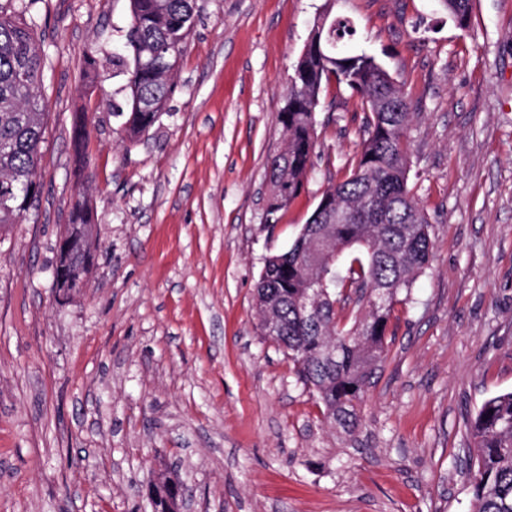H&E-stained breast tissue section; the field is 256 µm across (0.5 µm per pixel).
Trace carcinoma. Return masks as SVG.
Here are the masks:
<instances>
[{
	"label": "carcinoma",
	"mask_w": 512,
	"mask_h": 512,
	"mask_svg": "<svg viewBox=\"0 0 512 512\" xmlns=\"http://www.w3.org/2000/svg\"><path fill=\"white\" fill-rule=\"evenodd\" d=\"M14 2L12 11L0 5V230L21 223L37 199L45 133V56L33 22L25 19L38 0ZM439 2L459 28H470L474 0ZM130 10L112 70L126 77L125 108L117 116L133 141L155 125L175 93L170 65L181 55L196 13L195 0H130ZM355 34L350 21L328 13L313 24L279 114L285 146L267 163L268 222H278L313 167L325 84L333 80L360 99L368 112L367 137L290 248L264 258L256 283L258 318L273 308L274 343L288 352L298 379L316 391L325 418L348 429L357 423L358 405L383 359L394 305L431 257L428 216L408 187L411 102L375 56L336 53ZM309 277L324 280L312 319L301 313ZM353 294L367 299L369 311L342 326L336 305ZM468 426L473 512H512V392L487 399ZM174 499L173 487L159 476L153 512H170Z\"/></svg>",
	"instance_id": "obj_1"
}]
</instances>
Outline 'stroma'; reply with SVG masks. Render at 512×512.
<instances>
[{
  "instance_id": "1",
  "label": "stroma",
  "mask_w": 512,
  "mask_h": 512,
  "mask_svg": "<svg viewBox=\"0 0 512 512\" xmlns=\"http://www.w3.org/2000/svg\"><path fill=\"white\" fill-rule=\"evenodd\" d=\"M325 10L411 102L408 186L432 246L349 431L261 336L255 304L265 256L288 249L364 138L360 99L329 85L313 170L266 223L279 113ZM196 14L177 91L131 144L111 70L85 79L129 0L36 5L40 193L0 236V512H152L167 467L195 512H471L468 420L512 391V0H474L466 30L437 0H196ZM78 194L94 264L66 299L56 242Z\"/></svg>"
}]
</instances>
